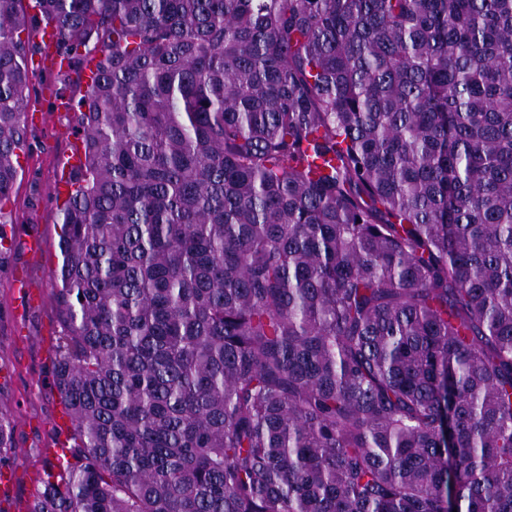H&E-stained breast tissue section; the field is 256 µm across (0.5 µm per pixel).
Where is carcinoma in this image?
<instances>
[{"label": "carcinoma", "mask_w": 512, "mask_h": 512, "mask_svg": "<svg viewBox=\"0 0 512 512\" xmlns=\"http://www.w3.org/2000/svg\"><path fill=\"white\" fill-rule=\"evenodd\" d=\"M23 2L0 244L24 34L97 58L30 512H512V0Z\"/></svg>", "instance_id": "carcinoma-1"}]
</instances>
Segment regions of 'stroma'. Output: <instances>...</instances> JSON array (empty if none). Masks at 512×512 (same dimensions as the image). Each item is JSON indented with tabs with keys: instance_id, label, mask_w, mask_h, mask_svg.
I'll use <instances>...</instances> for the list:
<instances>
[{
	"instance_id": "obj_1",
	"label": "stroma",
	"mask_w": 512,
	"mask_h": 512,
	"mask_svg": "<svg viewBox=\"0 0 512 512\" xmlns=\"http://www.w3.org/2000/svg\"><path fill=\"white\" fill-rule=\"evenodd\" d=\"M72 117L54 113L44 127L32 129L30 149L20 158L15 192L7 203L13 219L6 262L0 266V411L13 424L14 452L7 459L15 473L17 499L30 498L48 463L46 449L56 437L63 410L51 387L60 326L54 302L60 225L52 211L65 178L64 162L73 143L63 130ZM39 238L42 248L31 253L28 241ZM25 273L43 296L40 304L15 320V273Z\"/></svg>"
}]
</instances>
